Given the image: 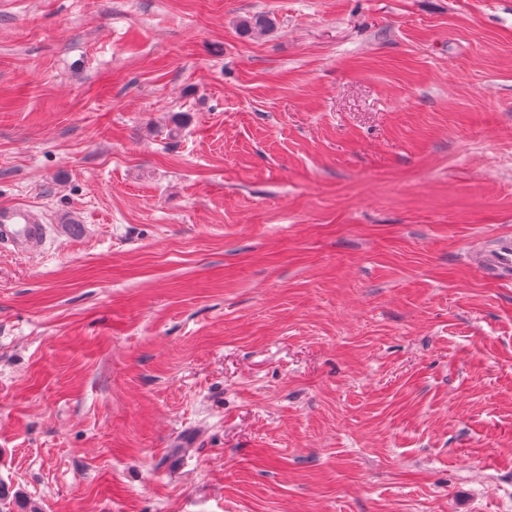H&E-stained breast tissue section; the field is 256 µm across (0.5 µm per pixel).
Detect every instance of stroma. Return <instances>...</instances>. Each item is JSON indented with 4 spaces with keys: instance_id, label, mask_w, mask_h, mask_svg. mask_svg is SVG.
Here are the masks:
<instances>
[{
    "instance_id": "35a3bbf8",
    "label": "stroma",
    "mask_w": 512,
    "mask_h": 512,
    "mask_svg": "<svg viewBox=\"0 0 512 512\" xmlns=\"http://www.w3.org/2000/svg\"><path fill=\"white\" fill-rule=\"evenodd\" d=\"M13 203L41 512H512V0H0ZM276 25V21L268 14L256 13L247 16L240 24L241 32L246 36L265 35ZM48 234V224H44L32 208L0 205V248L34 253L44 247Z\"/></svg>"
}]
</instances>
